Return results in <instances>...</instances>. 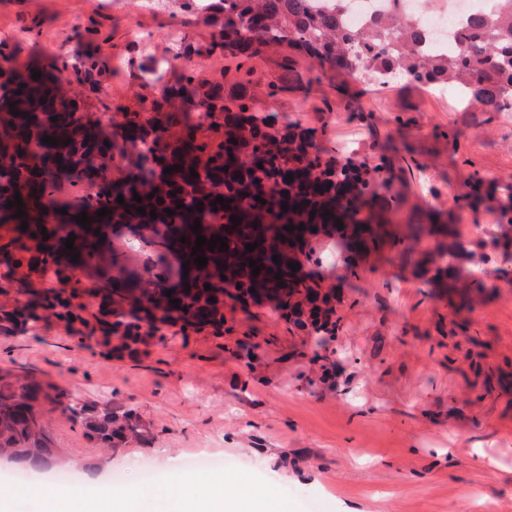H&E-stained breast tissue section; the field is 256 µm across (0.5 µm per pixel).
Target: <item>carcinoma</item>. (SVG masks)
<instances>
[{
  "instance_id": "carcinoma-1",
  "label": "carcinoma",
  "mask_w": 512,
  "mask_h": 512,
  "mask_svg": "<svg viewBox=\"0 0 512 512\" xmlns=\"http://www.w3.org/2000/svg\"><path fill=\"white\" fill-rule=\"evenodd\" d=\"M109 9L100 0L82 28L72 31L80 54L55 50L24 73L14 63L15 35L39 46L43 24L36 16L22 17L14 33L0 37V227L7 226V242L0 245V332H25L40 319L56 320L75 336L103 339L110 355L136 358L159 343H185L190 331L232 335L243 320L255 317L247 299L263 291L272 301L270 312L289 335L314 339L309 362L314 380L324 383L336 375L332 342L344 335L345 310L356 304L344 290L360 278L364 261L383 236L425 297L463 294L468 288L496 290L502 283L512 288L507 268L512 264V201L499 197L501 191L512 195L511 185L477 170L468 174L456 207L494 215L478 239L462 242L452 221L409 223L382 236L376 216L401 213L406 170L421 164L382 154L385 146L378 142L365 151L380 152L379 162L355 159L357 151L325 135L333 111L326 96L312 108L310 120L281 109L293 93L330 83L338 74L357 73L380 85L405 78L420 87L454 84L464 92L461 111L478 105L485 115L482 123L489 124L512 112L511 11L466 17L456 52L449 56L433 52L411 21L401 19L394 25L396 51L387 59L375 50L379 24L352 31L304 0H167L150 8L154 27L162 29L175 17L181 27L170 53L149 59L142 46L150 43L153 30L120 36ZM111 57L123 65L132 106L113 112L105 123L101 114L112 103L106 92L112 83ZM169 58H181L187 66H171ZM35 70L41 72L38 80L32 78ZM13 109L19 115L11 114ZM199 113L208 118L207 137L196 136ZM433 134L458 151L457 123L436 126ZM45 136L57 145L44 143ZM68 139L71 143L64 144ZM129 144L141 148V176L113 173L114 156ZM201 161L223 199L230 200L222 224L206 223L215 208L212 191L197 192L179 209L166 203L170 194L192 183L190 170ZM174 165L178 169L164 172ZM63 189L70 190L73 203L65 215L57 199ZM17 192L24 204L19 218L14 217L17 207H6ZM151 193L154 197L147 198ZM120 195L126 209H145V215H136L149 232L139 234V256L97 246L106 236L95 233L97 211L110 210L106 218L112 219ZM284 203L290 210H282ZM83 211L90 229L77 233L73 215ZM232 216L242 222L230 221ZM197 219L200 235L208 240L218 235L228 244L222 252L214 248L202 268L192 254L196 234L191 226ZM337 219L343 226L335 224ZM24 221L25 231L20 229ZM301 224L323 225L325 237L304 236L305 230L297 229ZM289 225L294 226L290 232ZM72 236L81 242L80 256L89 259L82 280L71 278L74 252L64 242ZM297 237L302 238L301 258L294 260L299 267L294 271L283 246ZM254 242V251L245 250ZM251 259L260 266L256 276ZM336 269L339 274L329 275ZM206 284L211 289H204ZM172 298L180 300V307L170 303ZM238 312L244 318L234 317ZM258 348V343L237 340L232 354L252 361ZM64 398L56 383L29 370L1 373L0 458L57 457L51 432L57 412L109 451L146 440L148 428L133 411L98 412Z\"/></svg>"
}]
</instances>
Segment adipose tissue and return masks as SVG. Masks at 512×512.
I'll use <instances>...</instances> for the list:
<instances>
[{
	"label": "adipose tissue",
	"instance_id": "adipose-tissue-1",
	"mask_svg": "<svg viewBox=\"0 0 512 512\" xmlns=\"http://www.w3.org/2000/svg\"><path fill=\"white\" fill-rule=\"evenodd\" d=\"M154 495L167 503L168 512H287L270 487L249 484L241 477L229 492L219 483L202 485L197 474L187 473L155 489ZM143 497L142 488L131 484L118 496L99 492L89 509L85 506V488L77 485L55 498L49 512H135Z\"/></svg>",
	"mask_w": 512,
	"mask_h": 512
}]
</instances>
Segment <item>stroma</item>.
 I'll list each match as a JSON object with an SVG mask.
<instances>
[{
  "mask_svg": "<svg viewBox=\"0 0 512 512\" xmlns=\"http://www.w3.org/2000/svg\"><path fill=\"white\" fill-rule=\"evenodd\" d=\"M19 2L0 0V34L25 11L51 29L98 4ZM324 96L336 104L329 135L337 144L387 136L419 162L408 208L435 211L429 183L463 185L472 168L512 184V115L463 125L454 153L432 135L457 120L451 97L341 75L296 95L297 108L308 111ZM350 102L372 113L373 124L353 119ZM397 112L415 124L396 130ZM368 263L335 343L342 370L331 389L309 386L312 347L291 355L284 324L265 312L239 328L259 344L251 364L205 333L137 359L80 349L59 326L0 333V369L48 374L69 402L134 410L149 429L142 444L109 452L56 416L60 456L28 470L31 483L65 469L88 490L117 492L147 467L160 486L186 471L187 459L207 454L225 460L215 477L272 487L293 512H512V288L485 289L482 303L458 315L447 300L424 297L399 263Z\"/></svg>",
  "mask_w": 512,
  "mask_h": 512,
  "instance_id": "1",
  "label": "stroma"
}]
</instances>
